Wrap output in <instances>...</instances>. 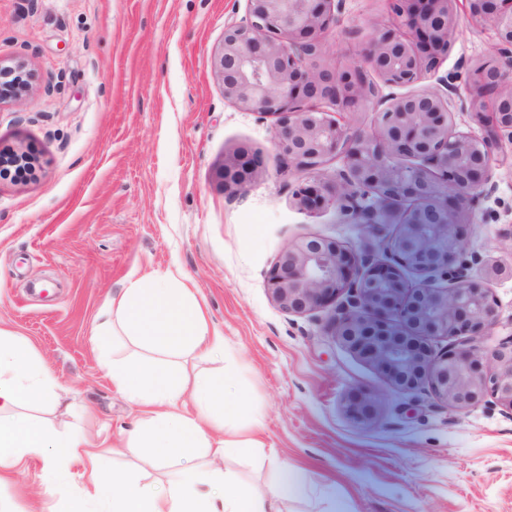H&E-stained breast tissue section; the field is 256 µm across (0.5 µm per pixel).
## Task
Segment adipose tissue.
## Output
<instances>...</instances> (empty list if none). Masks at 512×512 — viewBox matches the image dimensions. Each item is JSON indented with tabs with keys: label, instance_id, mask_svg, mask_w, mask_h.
<instances>
[{
	"label": "adipose tissue",
	"instance_id": "obj_1",
	"mask_svg": "<svg viewBox=\"0 0 512 512\" xmlns=\"http://www.w3.org/2000/svg\"><path fill=\"white\" fill-rule=\"evenodd\" d=\"M102 316L98 336L121 337L137 348L110 366L113 386L145 413L126 432L122 452L165 468L167 491L126 472L100 474L96 446L82 433L18 414L26 401L55 399L56 380L29 341L1 328L0 480L29 458L41 460L50 483L79 463L92 488L89 498L104 512H283L289 496L305 493L276 456L269 463L279 479L263 493L218 467V460L258 447L251 432L258 421L248 417L235 387V360L225 359L215 375L185 371L188 357L224 354L222 333L210 327L185 282L170 274L131 276Z\"/></svg>",
	"mask_w": 512,
	"mask_h": 512
}]
</instances>
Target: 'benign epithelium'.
<instances>
[{"mask_svg":"<svg viewBox=\"0 0 512 512\" xmlns=\"http://www.w3.org/2000/svg\"><path fill=\"white\" fill-rule=\"evenodd\" d=\"M246 2L248 19L225 26L212 54L224 98L275 118L274 146L288 170L319 173L342 161L332 178L296 186L299 205H332L353 224L397 225L380 255L321 236L289 242L267 274L271 299L289 314L332 310V334L401 391L426 387L455 410L491 400L512 413V336L472 343L499 325L491 285L512 280V263L468 254L462 217L494 189V168H512L500 152L502 138L512 140V0H466L497 38L496 60L474 71L473 97L460 101L479 135L456 128L455 105L437 90L381 89L413 86L436 68L457 31L459 0H389L390 14L369 22L358 59L342 71L324 64L322 43L342 0ZM15 73L26 77L17 94L28 92L24 63L0 67V78ZM371 103L382 106L371 133L331 115ZM266 166L263 151L240 147L217 180L234 197ZM435 340L446 346L434 349ZM348 410L368 422L375 399L354 394Z\"/></svg>","mask_w":512,"mask_h":512,"instance_id":"obj_1","label":"benign epithelium"}]
</instances>
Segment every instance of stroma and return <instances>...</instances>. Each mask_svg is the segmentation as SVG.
Listing matches in <instances>:
<instances>
[{
  "instance_id": "1",
  "label": "stroma",
  "mask_w": 512,
  "mask_h": 512,
  "mask_svg": "<svg viewBox=\"0 0 512 512\" xmlns=\"http://www.w3.org/2000/svg\"><path fill=\"white\" fill-rule=\"evenodd\" d=\"M388 11L387 0H343L324 37L329 67L353 64L368 21ZM458 14L447 55L421 82L447 80L455 100L495 46L466 0ZM246 17V0H0V64L24 62L36 77L30 94L0 104V150L34 159L27 177L0 178V327L34 345L60 397L21 414L84 432L104 472L163 481L148 461L112 453L141 412L113 387L93 331L130 274L170 272L197 288L261 419L260 448L224 461L244 483L266 491L275 453L313 484L286 512H512V414L400 393L335 339L330 310L272 302L267 272L289 241L317 235L377 254L395 228L296 203L295 186L316 175L286 172L273 119L226 101L211 69L225 25ZM240 146L264 151L267 167L232 198L216 172ZM493 181L468 212L467 248L506 263L497 235L512 224V170ZM358 391L376 400L370 422L345 408ZM80 472L47 484L30 463L0 484V512H67Z\"/></svg>"
}]
</instances>
